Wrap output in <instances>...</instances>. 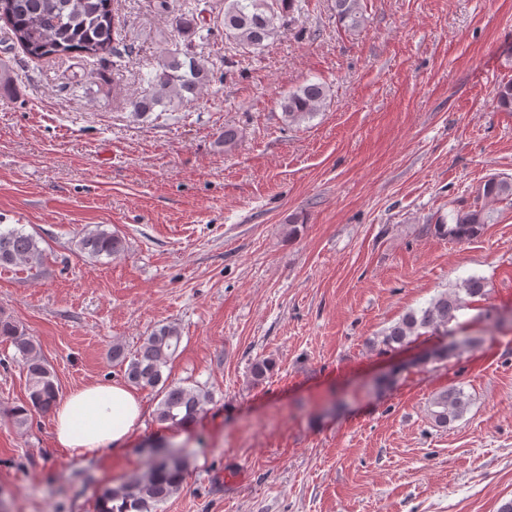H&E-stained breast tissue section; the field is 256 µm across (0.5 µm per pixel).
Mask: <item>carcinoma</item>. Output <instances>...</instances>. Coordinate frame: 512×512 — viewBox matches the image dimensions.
Listing matches in <instances>:
<instances>
[{
	"mask_svg": "<svg viewBox=\"0 0 512 512\" xmlns=\"http://www.w3.org/2000/svg\"><path fill=\"white\" fill-rule=\"evenodd\" d=\"M305 0H224V41L235 54L245 56L260 52L267 42L296 21ZM336 24L355 30L364 26L366 17L361 0H334ZM157 13L165 17L172 30L185 38L162 48L156 68L141 74L144 88L129 101L131 114L141 116L162 108L166 112L175 105L199 97L215 82L214 67L194 51L193 38L204 43L213 27L200 19L202 10L187 0L174 5L173 0H156ZM0 20L11 40L29 58L79 57L91 69L86 82L104 80L92 65L106 55L116 58L112 70L123 66L122 43L124 21L112 13V0H0ZM329 87L323 82H310L288 92L280 100L285 119L300 124L313 119L327 100ZM483 202L453 212L450 224L434 225L435 232L457 242L473 239L491 223L492 211L487 203L512 201V180L491 177L479 190ZM78 249L93 258L112 257L127 251L123 236L100 225L85 229ZM45 259L40 240L21 229H0V266L38 268ZM486 295L484 278L471 275L459 287L441 292L419 309H411L385 328L380 345L395 350L422 333L457 331L458 315L468 308L470 300ZM0 336L7 338L16 350V358L26 371L28 405L13 409L14 424L28 425L31 413L47 412L57 402L58 388L54 375L41 355L33 337L25 329L0 320ZM181 330L174 323L157 325L132 352L121 346L112 347V361L125 367L128 381L141 389L161 388L156 408L157 420L183 427L197 420L211 401V393L203 387L169 383L163 369L178 354ZM479 339L462 336L451 345L437 348L425 356L442 361L454 353L473 349ZM469 405L462 389L451 386L437 394L431 402L430 415L436 426L446 428L463 416ZM189 455L181 447L164 441L153 446L145 471L117 486H105L96 492L97 512H160L161 506L177 494L186 479Z\"/></svg>",
	"mask_w": 512,
	"mask_h": 512,
	"instance_id": "1",
	"label": "carcinoma"
}]
</instances>
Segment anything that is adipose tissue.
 I'll list each match as a JSON object with an SVG mask.
<instances>
[{
    "instance_id": "obj_1",
    "label": "adipose tissue",
    "mask_w": 512,
    "mask_h": 512,
    "mask_svg": "<svg viewBox=\"0 0 512 512\" xmlns=\"http://www.w3.org/2000/svg\"><path fill=\"white\" fill-rule=\"evenodd\" d=\"M144 413L138 396L118 382L74 388L57 407L54 439L88 456L125 446Z\"/></svg>"
}]
</instances>
